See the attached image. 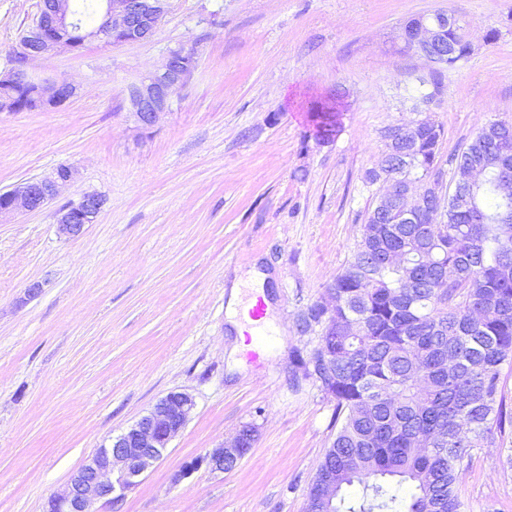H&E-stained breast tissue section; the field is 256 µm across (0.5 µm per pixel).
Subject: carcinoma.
I'll return each mask as SVG.
<instances>
[{
	"mask_svg": "<svg viewBox=\"0 0 512 512\" xmlns=\"http://www.w3.org/2000/svg\"><path fill=\"white\" fill-rule=\"evenodd\" d=\"M90 35L96 12L80 11ZM443 36L455 67L469 55L461 27ZM311 110L320 141L338 133L336 107ZM442 126H419L410 155L386 139V173L424 182L442 174ZM512 157V128L483 127L458 155L448 158L454 178L472 163L487 165L484 180L464 187L474 223L448 200L440 224H403L366 218L351 258L329 287L336 310L321 302L298 319V331L315 334L310 357L336 355L333 373L316 378L336 402L339 427L317 468L307 512H460L457 482L471 451L494 444L493 429L507 416L500 379L512 362V200L499 188L493 162ZM406 262L393 266L390 251ZM355 332L345 330L348 321ZM336 484L326 503L321 486ZM357 485L361 495L342 491Z\"/></svg>",
	"mask_w": 512,
	"mask_h": 512,
	"instance_id": "carcinoma-1",
	"label": "carcinoma"
}]
</instances>
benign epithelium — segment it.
I'll return each mask as SVG.
<instances>
[{"label":"benign epithelium","mask_w":512,"mask_h":512,"mask_svg":"<svg viewBox=\"0 0 512 512\" xmlns=\"http://www.w3.org/2000/svg\"><path fill=\"white\" fill-rule=\"evenodd\" d=\"M168 0H102L100 23L92 36L109 45L142 42L149 39L167 13ZM454 13H445L432 24L425 18L408 20L401 29L407 48L436 63L445 58L441 35L443 29L459 24ZM63 27H78V10L73 0H42L37 21L22 36L14 55L24 59L20 67H11L0 82L30 92L36 109H56L77 95V87L67 81L35 80L27 73L30 61L52 54L62 48L71 51L80 44L60 35ZM197 65V51L179 46L168 50L163 64L143 76L128 90L132 117L141 129L155 127L171 106L174 95L183 88ZM67 166L56 169L51 177L31 179L20 186L0 192V217L18 211L42 209L54 199L60 185L73 179ZM388 185L376 213L402 215L422 224H436L443 216L440 194L443 184L429 180L411 193L412 181L405 178L385 179ZM103 206L102 196L89 193L55 212L60 235L67 239L81 237L86 226L94 223ZM195 406L191 394L171 391L159 399L152 409L128 430L110 438L108 445L98 449L48 501V512H94L95 502L107 499L117 502L137 486L142 475L168 449L170 442L185 428ZM253 435L241 431L215 448H207L171 478L177 484L190 471L206 466L211 472H224L227 457L239 448H249Z\"/></svg>","instance_id":"7a95c632"}]
</instances>
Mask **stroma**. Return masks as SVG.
<instances>
[{
  "label": "stroma",
  "mask_w": 512,
  "mask_h": 512,
  "mask_svg": "<svg viewBox=\"0 0 512 512\" xmlns=\"http://www.w3.org/2000/svg\"><path fill=\"white\" fill-rule=\"evenodd\" d=\"M40 0H0V72ZM450 12L471 45L449 69L405 48L409 19ZM197 67L170 114L140 130L127 90L181 44ZM80 92L49 111L0 112V191L73 167L45 208L0 220V512L50 496L168 392L195 407L142 482L95 512H306L335 433V402L301 363L297 321L350 257L385 192L366 185L384 132L432 116L439 165L488 123L512 122V0H169L146 41L91 39L33 62ZM338 93L340 131L318 144L310 100ZM104 204L78 239L54 212ZM266 277L259 359L233 352L232 286ZM42 285L28 297L32 282ZM256 440L229 472L172 475L241 425ZM472 451L461 512H512V471Z\"/></svg>",
  "instance_id": "1"
}]
</instances>
